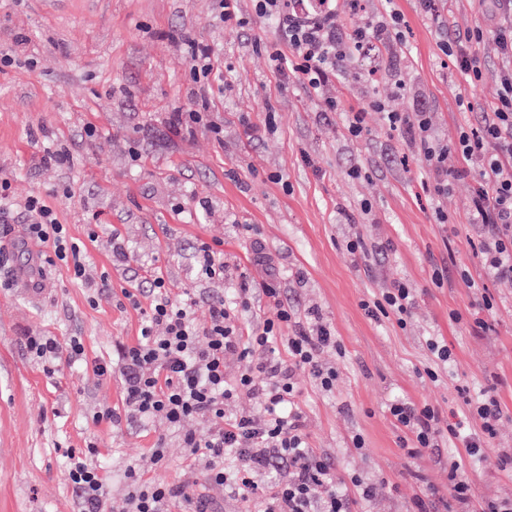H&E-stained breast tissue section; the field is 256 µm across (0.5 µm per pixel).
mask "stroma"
Returning <instances> with one entry per match:
<instances>
[{
  "label": "stroma",
  "instance_id": "obj_1",
  "mask_svg": "<svg viewBox=\"0 0 512 512\" xmlns=\"http://www.w3.org/2000/svg\"><path fill=\"white\" fill-rule=\"evenodd\" d=\"M394 3L408 25L404 48L378 63H352L332 89L339 109L325 112L300 86L280 88L265 51L252 48V39L270 42L276 31L251 0L239 2L242 28L218 24L212 0H0V48L36 61L0 70V181L16 201L41 195L70 235L85 241L94 274L111 283L95 293L62 262L48 261V249L24 242L20 214L0 226V512H82L63 451L90 442L106 512L124 505L131 466L147 480L187 487L214 512H245L230 487L208 482L180 430L159 421L117 428L93 421L103 408L123 407L119 375L98 377L91 361L112 360L119 344L137 336L150 301L138 310L121 305L132 274L161 275L176 295L232 296L242 284L272 280L299 311L318 310L342 348L321 356L336 369V386L324 391L301 377L299 402L311 446L337 475L373 484V497L354 512H412L428 489L447 495L453 458L477 498L512 499V474L500 463L512 449V283L486 279L472 256L480 234L466 221L474 176L451 179L448 194L434 197L424 187L427 165L404 131L384 125L370 106L378 99L387 111L409 112L423 102L433 133L451 144L461 126L478 128L504 62L485 44L481 79L466 81L440 51L441 34L418 0ZM438 9L452 34L512 21V0H439ZM185 34L221 61L211 109L223 139L202 130L180 140L166 127L169 113L189 103L192 77L179 48ZM358 110L368 133L354 139L347 114ZM89 127L94 136H86ZM60 143L69 159L50 161L48 148ZM440 211L447 223H438ZM115 233L130 263L113 260ZM358 234L371 248L368 259L345 249ZM215 240L223 243L224 278L196 280L192 255ZM256 240L267 262L253 261ZM32 259L48 275L38 304L13 287ZM438 269L439 286L431 280ZM397 282L415 297L403 328L370 319L361 307ZM478 318L488 320L489 332L473 333ZM31 336L79 337L86 358L47 375L27 349ZM432 336L455 354L435 383L423 373ZM462 384L492 388L502 410L480 459L445 444L408 455L389 405L426 403L447 419L465 408ZM160 441L166 461L155 468L150 457Z\"/></svg>",
  "mask_w": 512,
  "mask_h": 512
}]
</instances>
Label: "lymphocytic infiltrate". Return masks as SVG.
Wrapping results in <instances>:
<instances>
[{
	"mask_svg": "<svg viewBox=\"0 0 512 512\" xmlns=\"http://www.w3.org/2000/svg\"><path fill=\"white\" fill-rule=\"evenodd\" d=\"M255 14L271 20L278 38L264 44L281 84L295 81L314 95L324 110L335 111L339 102L330 93L347 65L369 49L383 54L403 42L404 19L395 9H385L343 30L334 0H252ZM492 38L507 65L496 96L478 129L461 128L454 145L437 140L428 113L388 112L373 102L389 128H402L430 169L427 190L436 197L447 194L449 156L462 163L478 162L479 170L467 213L469 223L485 227L476 257L490 278L512 282V25L477 27L442 41L440 49L454 58L469 80L481 77V60L474 46ZM193 75L187 108L169 114L173 135L189 137L204 129L224 132L217 115L209 110L211 83L220 72L214 52L194 38L183 37ZM496 144V152L485 149ZM24 224L29 239L50 248L57 260L71 269L74 279L90 288H107V276L90 272L85 247L70 236L54 210L41 197L28 196ZM263 295L274 302L271 313L255 312L249 288H242L240 302L220 294L172 296L161 276H153L148 289L124 290L133 309L141 296L150 299L137 340L120 345L116 364H96L104 376L119 370L123 387V412L106 408L94 414L95 423L160 420L178 428L190 417L210 424L206 438L183 434L190 455L206 459L208 478L231 486L235 494L253 504L255 512H351L353 500H369L370 484L350 475L336 477L329 459L311 448L299 407V377L307 375L325 391L336 385V372L324 367V352L338 350L329 324L315 311L298 314L280 298L277 288L261 284ZM414 306L410 288L393 284L381 297L363 302L374 319H395L405 325ZM204 308L208 317L198 325L194 315ZM29 351L55 373L61 361H80L85 348L78 338L60 345L52 336H32ZM254 395L264 399V418L235 411L236 401ZM457 420H444L430 405L396 401L389 412L403 431L401 443L409 455L433 450L439 441L460 442L472 459L482 455L496 434L500 405L491 390L465 401ZM480 419L472 433L466 425ZM94 444L85 450H67V479L82 499L86 512H103L101 479L93 462ZM131 490L123 512H168L171 499L182 498L187 512H210L208 503L186 493L184 487L144 481L139 467L127 472ZM448 512H512V501H475L472 487L459 463L448 466Z\"/></svg>",
	"mask_w": 512,
	"mask_h": 512,
	"instance_id": "f902f5d3",
	"label": "lymphocytic infiltrate"
}]
</instances>
